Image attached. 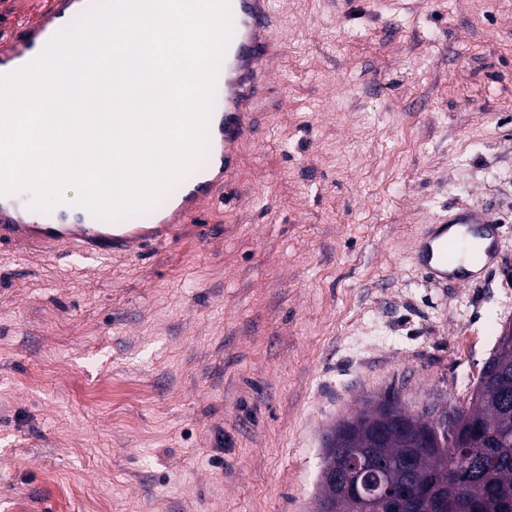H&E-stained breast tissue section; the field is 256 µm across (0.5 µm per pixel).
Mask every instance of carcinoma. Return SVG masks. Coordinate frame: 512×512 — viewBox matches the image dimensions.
<instances>
[{"instance_id": "1", "label": "carcinoma", "mask_w": 512, "mask_h": 512, "mask_svg": "<svg viewBox=\"0 0 512 512\" xmlns=\"http://www.w3.org/2000/svg\"><path fill=\"white\" fill-rule=\"evenodd\" d=\"M379 403L333 424L322 441L323 470H347L346 449L372 448L379 477L396 487L392 512H453L487 501L512 512V335L499 337L470 405L455 409V425L436 443L428 418L399 408L377 433Z\"/></svg>"}]
</instances>
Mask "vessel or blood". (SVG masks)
Masks as SVG:
<instances>
[{
	"label": "vessel or blood",
	"instance_id": "1",
	"mask_svg": "<svg viewBox=\"0 0 512 512\" xmlns=\"http://www.w3.org/2000/svg\"><path fill=\"white\" fill-rule=\"evenodd\" d=\"M97 0H56L54 10L28 22L24 35L0 46V74L31 61L60 29L90 10ZM233 33L216 82L206 137V162L166 195L164 205L121 220H105L84 209L49 212L29 207L21 195L0 196V243L35 250L67 249L85 256H128L172 241L185 224H195L199 240L213 227L197 216L217 199L237 202L235 180L247 141L258 135L256 112L270 84V65L282 46L274 40L271 0H230ZM497 224L479 211L451 216L421 231L415 258L433 280L468 281L470 252L484 260L497 250Z\"/></svg>",
	"mask_w": 512,
	"mask_h": 512
}]
</instances>
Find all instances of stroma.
I'll list each match as a JSON object with an SVG mask.
<instances>
[{"label":"stroma","instance_id":"1","mask_svg":"<svg viewBox=\"0 0 512 512\" xmlns=\"http://www.w3.org/2000/svg\"><path fill=\"white\" fill-rule=\"evenodd\" d=\"M53 0H0V43ZM285 55L214 235L0 248V512H309L321 437L468 405L512 321V0H273ZM499 224L470 284L415 240Z\"/></svg>","mask_w":512,"mask_h":512}]
</instances>
